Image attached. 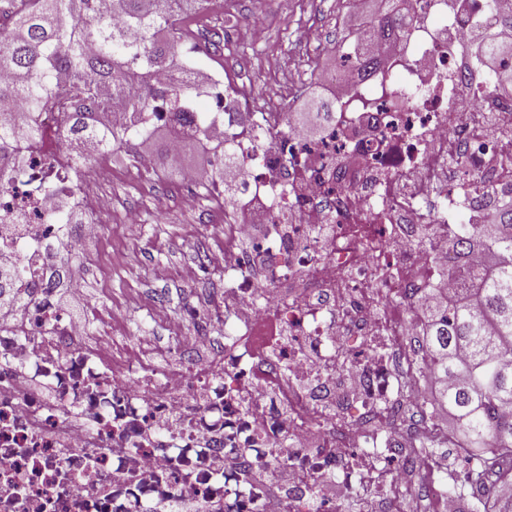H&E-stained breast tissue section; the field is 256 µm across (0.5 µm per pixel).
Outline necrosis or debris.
Instances as JSON below:
<instances>
[{"label": "necrosis or debris", "instance_id": "obj_1", "mask_svg": "<svg viewBox=\"0 0 512 512\" xmlns=\"http://www.w3.org/2000/svg\"><path fill=\"white\" fill-rule=\"evenodd\" d=\"M412 2L392 40L351 14L357 74L341 93L322 77L319 137L252 110L236 82L204 97L238 172L214 198L224 246L201 259L224 275L211 316L226 333L173 331L168 368L103 350L60 304L76 283L51 216L112 204L86 177L74 196L37 191L49 171L31 154L30 181L0 195V293L26 300L0 321V512H336L329 482L366 487L362 512H420V475L433 512H453L380 409L404 410L428 299L457 294L449 234L512 197V64L471 51L512 38L491 23L512 0ZM473 175L487 196L461 191ZM270 321L284 339L265 352L248 338Z\"/></svg>", "mask_w": 512, "mask_h": 512}]
</instances>
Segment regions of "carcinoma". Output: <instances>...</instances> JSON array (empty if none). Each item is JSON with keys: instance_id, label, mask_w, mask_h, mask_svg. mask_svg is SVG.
Segmentation results:
<instances>
[{"instance_id": "cac0c4a2", "label": "carcinoma", "mask_w": 512, "mask_h": 512, "mask_svg": "<svg viewBox=\"0 0 512 512\" xmlns=\"http://www.w3.org/2000/svg\"><path fill=\"white\" fill-rule=\"evenodd\" d=\"M199 0H0V193L26 172L25 159L43 143L40 115L46 104H64L58 137L75 143L71 160L87 170L115 145L147 138L153 127L141 115L179 112L196 123L201 144L217 136L215 121L193 114L195 98L207 93L206 77L159 86V68H186L181 42L183 13ZM407 17L388 8L376 32L396 35ZM112 91L130 113L126 127L112 131L98 89ZM481 249L490 259L480 272L468 262ZM449 273L459 285L452 303L434 301L428 329L416 353L415 376L401 395L432 374L441 380L432 410L416 405L418 438L410 450L422 454L435 445V409L445 408L465 449L468 481L482 489L481 512H512V207L497 213L495 224H466L450 240Z\"/></svg>"}]
</instances>
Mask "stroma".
Instances as JSON below:
<instances>
[{
    "label": "stroma",
    "mask_w": 512,
    "mask_h": 512,
    "mask_svg": "<svg viewBox=\"0 0 512 512\" xmlns=\"http://www.w3.org/2000/svg\"><path fill=\"white\" fill-rule=\"evenodd\" d=\"M344 5L345 0H206L182 26L184 38L197 48L190 64L201 73L220 71L239 81L261 106L307 111L304 88L336 66L322 49L340 41ZM256 17L266 20L258 43L249 34ZM167 140V129H155L136 151L115 148L101 165L100 187L111 196L112 211L97 216L99 236L85 246V258L72 263L99 309L114 315L108 327L113 350L147 332L157 345L145 354L161 365L174 361L162 351L173 329L196 330L182 321L184 307H201L224 293V278L217 273L182 277L181 251L198 254L223 246V227L210 221L212 200L205 189L186 185L175 165L161 159ZM188 196L193 206L185 205ZM161 197L167 206L160 214L155 203ZM130 210L142 218L135 237L124 226ZM157 309L167 310L166 322L152 320Z\"/></svg>",
    "instance_id": "1"
}]
</instances>
